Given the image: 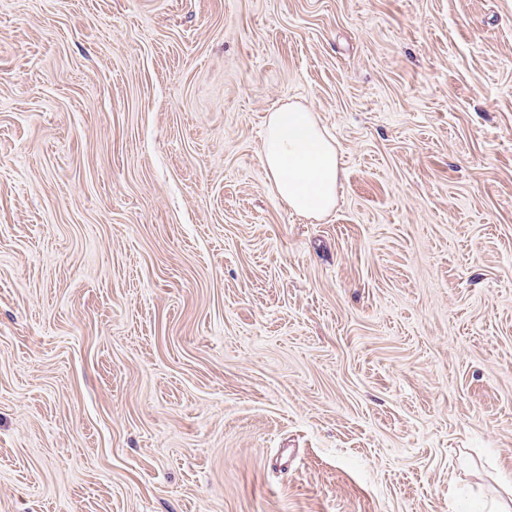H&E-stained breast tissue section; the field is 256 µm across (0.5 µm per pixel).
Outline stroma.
I'll return each instance as SVG.
<instances>
[{
  "label": "stroma",
  "mask_w": 512,
  "mask_h": 512,
  "mask_svg": "<svg viewBox=\"0 0 512 512\" xmlns=\"http://www.w3.org/2000/svg\"><path fill=\"white\" fill-rule=\"evenodd\" d=\"M331 138L274 192L266 117ZM512 0H0V512H493ZM261 161L276 194L295 212L323 216L336 204V147L310 112L292 106L271 112Z\"/></svg>",
  "instance_id": "stroma-1"
}]
</instances>
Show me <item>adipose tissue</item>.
I'll return each mask as SVG.
<instances>
[{"instance_id":"1","label":"adipose tissue","mask_w":512,"mask_h":512,"mask_svg":"<svg viewBox=\"0 0 512 512\" xmlns=\"http://www.w3.org/2000/svg\"><path fill=\"white\" fill-rule=\"evenodd\" d=\"M261 161L276 194L295 212L322 216L334 207L339 178L336 148L310 113L292 106L271 112Z\"/></svg>"}]
</instances>
